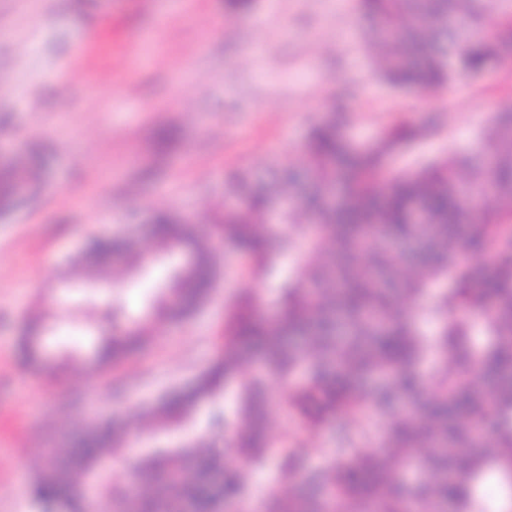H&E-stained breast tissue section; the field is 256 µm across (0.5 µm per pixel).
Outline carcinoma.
<instances>
[{
  "label": "carcinoma",
  "mask_w": 512,
  "mask_h": 512,
  "mask_svg": "<svg viewBox=\"0 0 512 512\" xmlns=\"http://www.w3.org/2000/svg\"><path fill=\"white\" fill-rule=\"evenodd\" d=\"M487 0H359L376 21L385 51L381 77L396 89L425 91L452 79L448 55L470 72L508 55L512 0L499 15L498 38L486 40ZM430 125L401 123L369 143L344 137L336 117L308 137V189L271 222L280 190L297 183L280 170L278 186H250L245 210H226L208 233L159 213L145 248L110 236L82 253V284L94 288L120 272L142 275L179 252L183 262L149 297L152 320L102 339L93 366L117 363L155 328L191 316L210 296L215 245L248 257L262 279L302 249L305 260L279 285L260 314L246 295L225 310L224 352L190 388L162 399L151 418L156 441L179 445L138 458L123 482L103 469L126 446L109 421H88L69 448L46 457L32 494L43 504L85 512L89 484L117 502L116 512H490L482 488L494 477L512 498V113L496 111L477 139L479 161L450 152L409 172L385 175L388 155L426 137ZM41 180L33 153L0 160V209ZM497 206L469 223L467 199ZM424 223H412L414 211ZM467 251L481 264L460 261ZM412 303L396 305L392 283ZM461 309L484 313L475 323ZM44 324L26 329L22 352L42 364ZM259 349L262 372L242 371L240 349ZM300 378L278 402L271 379ZM235 386L234 406L200 418V407ZM331 427L337 448L310 470L315 432ZM365 447L360 448L358 444ZM232 449L236 463L227 462ZM277 467L278 486L260 487L255 472Z\"/></svg>",
  "instance_id": "cac0c4a2"
}]
</instances>
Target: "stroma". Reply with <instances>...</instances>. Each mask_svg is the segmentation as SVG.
<instances>
[{"instance_id": "1", "label": "stroma", "mask_w": 512, "mask_h": 512, "mask_svg": "<svg viewBox=\"0 0 512 512\" xmlns=\"http://www.w3.org/2000/svg\"><path fill=\"white\" fill-rule=\"evenodd\" d=\"M0 0V147L36 148L40 191L0 213V512H41L31 486L43 444L64 417L91 405L117 418L128 442L113 455L121 478L148 443L146 411L189 387L224 348V304L247 290L260 311L274 281L246 275L233 259L219 270L209 301L192 318L159 325L138 351L109 367L86 365L111 325L88 321L86 303L115 299L128 319L149 315L156 277L123 276L79 288L76 259L95 236L147 245L154 212L206 228L240 210L230 176L248 171L275 182L279 167L304 169L313 124L348 94L345 131L366 143L403 121L431 123L433 135L392 156L387 173L474 148L495 110L512 107V57L480 73L455 68L449 84L415 92L386 84L358 0ZM169 125L177 139L159 148ZM53 332L52 350L74 358L35 371L23 333L33 316Z\"/></svg>"}]
</instances>
